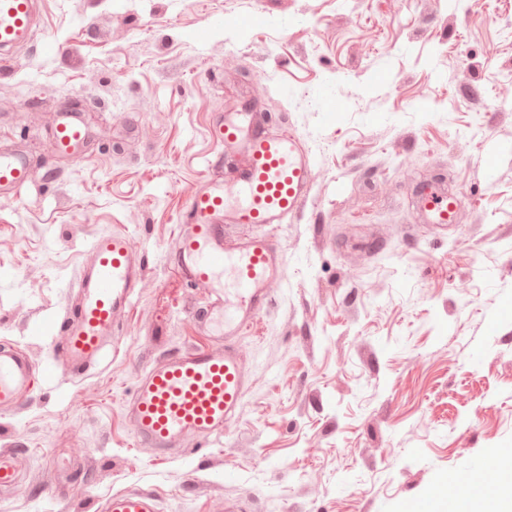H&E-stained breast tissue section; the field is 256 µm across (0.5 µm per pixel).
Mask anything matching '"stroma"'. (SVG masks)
<instances>
[{
	"label": "stroma",
	"mask_w": 512,
	"mask_h": 512,
	"mask_svg": "<svg viewBox=\"0 0 512 512\" xmlns=\"http://www.w3.org/2000/svg\"><path fill=\"white\" fill-rule=\"evenodd\" d=\"M512 0H43L42 31L0 62V140L57 178L0 199V340L74 302L102 234L124 230L143 283L117 351L34 381L0 416L29 496L0 512H97L154 490L161 512H406L473 465L512 457ZM90 103L79 157L49 129ZM268 116L313 162L304 211L274 235L285 280L239 343L251 385L223 436L155 458L124 403L166 350L203 347L170 257L227 112ZM439 183L459 221L424 226ZM81 456H74V449Z\"/></svg>",
	"instance_id": "obj_1"
}]
</instances>
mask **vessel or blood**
<instances>
[{
    "mask_svg": "<svg viewBox=\"0 0 512 512\" xmlns=\"http://www.w3.org/2000/svg\"><path fill=\"white\" fill-rule=\"evenodd\" d=\"M40 24L39 0H0V51L27 43ZM214 137L232 159L209 162L213 175L194 194L179 226L176 267L190 286L209 288L205 306L194 308L197 328L208 347H188L163 354L138 375L125 403L138 446L171 458L188 441L223 435L237 418L249 389L250 369L239 345L244 331L272 301L274 286L284 281L282 256L271 233L276 224L305 207L313 179L312 160L295 136L267 131L258 113L221 115ZM88 138L81 113L62 112L53 130L54 154L79 156ZM29 156L0 150V197L19 195L28 185ZM447 188L421 186L418 206L427 223H455L457 205ZM260 224L262 235L226 236L227 226ZM93 259L78 281L71 315L53 327L35 326L38 336L56 335L60 359L45 375L63 370L79 377L96 366L116 338V314L127 308L142 276V259L123 231L99 236ZM34 368L21 351L0 347V411L27 400ZM99 512H159L151 492L121 491L106 497Z\"/></svg>",
    "mask_w": 512,
    "mask_h": 512,
    "instance_id": "obj_1",
    "label": "vessel or blood"
}]
</instances>
